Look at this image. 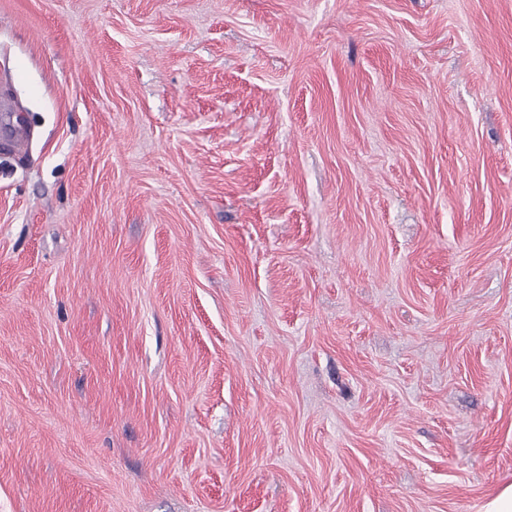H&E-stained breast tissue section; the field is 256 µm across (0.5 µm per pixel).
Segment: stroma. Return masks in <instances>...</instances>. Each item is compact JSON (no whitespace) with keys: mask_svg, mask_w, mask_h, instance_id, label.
Returning <instances> with one entry per match:
<instances>
[{"mask_svg":"<svg viewBox=\"0 0 512 512\" xmlns=\"http://www.w3.org/2000/svg\"><path fill=\"white\" fill-rule=\"evenodd\" d=\"M0 94V512L512 485V0H0Z\"/></svg>","mask_w":512,"mask_h":512,"instance_id":"1","label":"stroma"}]
</instances>
